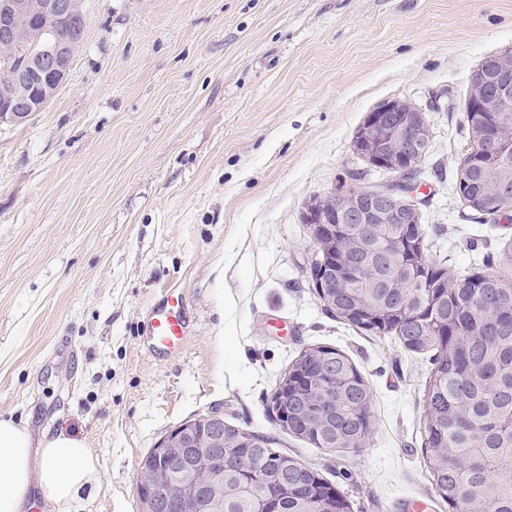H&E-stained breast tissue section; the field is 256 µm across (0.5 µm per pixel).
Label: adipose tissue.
Wrapping results in <instances>:
<instances>
[{
    "instance_id": "1",
    "label": "adipose tissue",
    "mask_w": 512,
    "mask_h": 512,
    "mask_svg": "<svg viewBox=\"0 0 512 512\" xmlns=\"http://www.w3.org/2000/svg\"><path fill=\"white\" fill-rule=\"evenodd\" d=\"M98 480V458L82 439L61 432L37 440L23 423L0 418V512H25L33 491L53 512H73Z\"/></svg>"
}]
</instances>
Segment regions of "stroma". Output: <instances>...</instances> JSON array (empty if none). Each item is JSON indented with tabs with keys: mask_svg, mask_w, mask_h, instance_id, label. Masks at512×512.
<instances>
[{
	"mask_svg": "<svg viewBox=\"0 0 512 512\" xmlns=\"http://www.w3.org/2000/svg\"><path fill=\"white\" fill-rule=\"evenodd\" d=\"M60 92L0 128V416L69 432L100 481L75 512H143L140 460L202 415L270 437L351 512H448L424 466L429 357L338 321L316 297L311 198L388 181L351 151L389 99L425 108L417 198L431 254L471 270L512 240L454 186L470 83L512 51V0H83ZM178 291L185 340L146 351ZM343 350L372 392L358 449L283 433L270 400L302 348Z\"/></svg>",
	"mask_w": 512,
	"mask_h": 512,
	"instance_id": "35a3bbf8",
	"label": "stroma"
}]
</instances>
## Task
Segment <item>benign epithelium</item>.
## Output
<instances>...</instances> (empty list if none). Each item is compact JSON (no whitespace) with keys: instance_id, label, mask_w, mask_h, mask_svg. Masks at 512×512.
Returning a JSON list of instances; mask_svg holds the SVG:
<instances>
[{"instance_id":"benign-epithelium-1","label":"benign epithelium","mask_w":512,"mask_h":512,"mask_svg":"<svg viewBox=\"0 0 512 512\" xmlns=\"http://www.w3.org/2000/svg\"><path fill=\"white\" fill-rule=\"evenodd\" d=\"M76 30L72 41H54L53 26ZM87 26L82 0H0V53L24 43L35 51L28 65L0 69L8 72V91L0 94V127L27 123L56 96L79 51ZM468 111L512 112V52L494 57L475 74ZM430 125L424 110L403 100L387 101L366 116L351 149L370 167L411 173L431 147ZM419 211L414 191L405 184L369 189L353 185L333 193L306 212L311 236L321 252L319 287L354 270L326 258L334 252L336 234L345 224L361 225L363 250L371 249L377 228L386 224L398 232L416 223ZM224 418L204 415L187 420L151 449L152 463L139 464L137 487L145 512H220L224 486Z\"/></svg>"}]
</instances>
